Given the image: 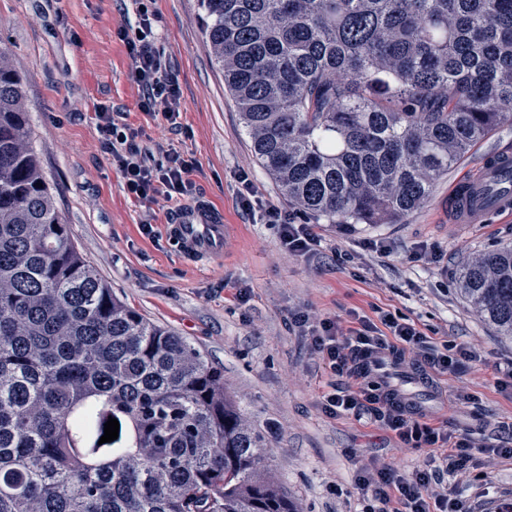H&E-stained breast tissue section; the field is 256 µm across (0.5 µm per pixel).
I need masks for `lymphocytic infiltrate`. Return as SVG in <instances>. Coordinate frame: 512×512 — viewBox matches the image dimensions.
I'll return each instance as SVG.
<instances>
[{
    "mask_svg": "<svg viewBox=\"0 0 512 512\" xmlns=\"http://www.w3.org/2000/svg\"><path fill=\"white\" fill-rule=\"evenodd\" d=\"M136 21L119 32L132 61V74L140 91V106L148 112L161 111L169 123L179 116L180 87L171 72L166 49L153 28L154 12L146 0H134ZM96 130L102 147L111 154L125 182L128 193L142 201L156 196L180 200L188 192L187 176L191 165L179 152L168 149L162 155L141 149L135 142L136 132L119 123L110 108L99 107ZM237 201L242 211L259 215L262 223L277 228L280 240L289 253L310 257L316 252L319 238L312 225L295 223L281 208L260 198L248 176H241ZM293 324L310 340L329 370L337 376L352 378L353 386L325 398L327 413H370L375 421L395 432L416 448L428 449L422 470L411 477L398 475L387 466L361 472L357 484L364 494L362 512H458L459 486L449 485L451 477L463 471L471 458L474 443L463 437L452 442L447 451L437 446L446 435L431 424L414 417L412 409L377 394L369 372L379 356L411 350L421 370L445 373L460 368L474 354L462 346L439 348L428 340L413 323L389 312L379 313L377 320H361L359 327L342 329L337 321L313 322L303 310L292 315ZM397 497H390L389 488Z\"/></svg>",
    "mask_w": 512,
    "mask_h": 512,
    "instance_id": "lymphocytic-infiltrate-1",
    "label": "lymphocytic infiltrate"
}]
</instances>
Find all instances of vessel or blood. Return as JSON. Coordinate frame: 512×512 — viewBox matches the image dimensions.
<instances>
[{"label": "vessel or blood", "mask_w": 512, "mask_h": 512, "mask_svg": "<svg viewBox=\"0 0 512 512\" xmlns=\"http://www.w3.org/2000/svg\"><path fill=\"white\" fill-rule=\"evenodd\" d=\"M512 154L484 162L476 173L452 189L448 221L479 224L493 213L512 214ZM165 231L180 254L190 259L218 258L224 253V220L209 205L198 202L177 210Z\"/></svg>", "instance_id": "obj_1"}]
</instances>
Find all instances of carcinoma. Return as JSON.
Here are the masks:
<instances>
[{
	"label": "carcinoma",
	"mask_w": 512,
	"mask_h": 512,
	"mask_svg": "<svg viewBox=\"0 0 512 512\" xmlns=\"http://www.w3.org/2000/svg\"><path fill=\"white\" fill-rule=\"evenodd\" d=\"M252 151L329 224H396L512 123V0H200ZM0 50V512H298L224 371L112 295L55 207ZM457 285L512 339V243ZM118 438L102 445L108 417Z\"/></svg>",
	"instance_id": "cac0c4a2"
}]
</instances>
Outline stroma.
Instances as JSON below:
<instances>
[{"label":"stroma","mask_w":512,"mask_h":512,"mask_svg":"<svg viewBox=\"0 0 512 512\" xmlns=\"http://www.w3.org/2000/svg\"><path fill=\"white\" fill-rule=\"evenodd\" d=\"M132 0H0V47L21 73L31 115L32 145L77 249L114 296L192 344L224 370V386L245 421L266 440V466L299 512H361L359 470L388 464L404 477L422 469L427 451L405 444L370 416H334L322 408L334 378L305 339L288 327L291 311L355 327L356 316L388 311L414 322L436 344L477 355L435 387L410 380L411 359L392 378L427 412L431 425L478 446L459 480L463 512L512 506V386L499 380L512 361V341L482 321L455 285L463 262L512 243V219L482 224L448 221V189L489 155L512 152V125L497 127L436 185L429 201L399 224H329L307 214L321 259L289 254L272 226L241 211L239 176L248 173L266 201L288 202L255 158L224 74L211 59L198 0H155V29L181 87L180 130L161 114L142 111L132 61L118 36L134 17ZM126 114L140 148L164 146L191 160L183 202L206 199L224 211V255L184 259L165 236L179 203L137 200L96 131L98 107ZM155 234H143V223ZM389 245L386 254L370 241ZM349 254L335 262L332 252ZM246 289L247 299L236 293Z\"/></svg>","instance_id":"stroma-1"}]
</instances>
